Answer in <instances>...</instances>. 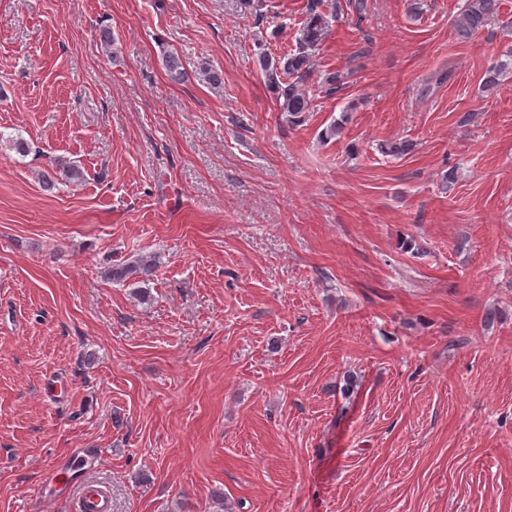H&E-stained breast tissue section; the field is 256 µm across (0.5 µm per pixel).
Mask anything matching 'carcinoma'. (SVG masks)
I'll list each match as a JSON object with an SVG mask.
<instances>
[{"instance_id":"carcinoma-1","label":"carcinoma","mask_w":512,"mask_h":512,"mask_svg":"<svg viewBox=\"0 0 512 512\" xmlns=\"http://www.w3.org/2000/svg\"><path fill=\"white\" fill-rule=\"evenodd\" d=\"M499 9V0H465L464 8L455 22V29L463 39L483 30ZM335 14L323 11V0H307L305 20L296 47L290 52L274 58L263 55L259 59L260 70L268 87L275 95L278 111L290 124L302 121L303 114L310 110L309 91L304 85V78L310 73L315 53L330 32V20ZM505 59L498 67L485 73L484 87L494 89L499 83L500 75L512 69V47L505 51ZM165 68L174 81L189 78L182 57L170 53L165 58ZM414 149L410 140L389 141L381 146V152L387 156L399 158ZM84 172L78 164L61 160L41 172L43 187L50 191L57 184H76L82 182ZM156 263L150 257H137L134 260L115 265L108 271L107 277L114 282H124L130 278L146 283L152 280Z\"/></svg>"}]
</instances>
